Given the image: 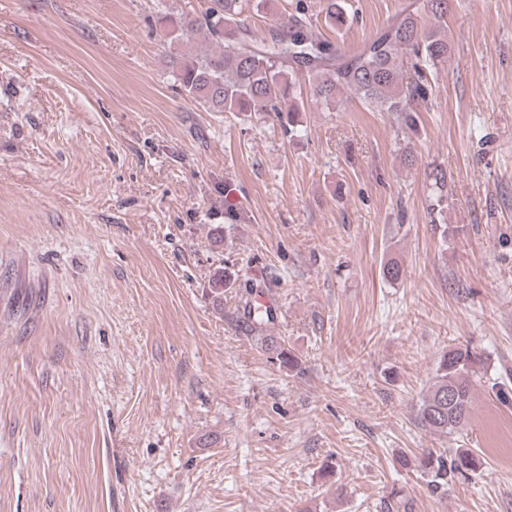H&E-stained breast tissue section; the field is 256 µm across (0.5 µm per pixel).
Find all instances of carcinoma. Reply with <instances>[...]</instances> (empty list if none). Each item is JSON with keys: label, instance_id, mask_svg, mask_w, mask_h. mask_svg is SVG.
Wrapping results in <instances>:
<instances>
[{"label": "carcinoma", "instance_id": "cac0c4a2", "mask_svg": "<svg viewBox=\"0 0 512 512\" xmlns=\"http://www.w3.org/2000/svg\"><path fill=\"white\" fill-rule=\"evenodd\" d=\"M268 0H212L199 15L163 16L170 52L166 65L177 87L208 112L252 113L276 119L292 140L299 132L302 102H289L304 75L319 102L330 108L337 95L352 92L364 104L412 119L414 104L428 95L426 70L448 61L451 46L445 34L454 0H414L394 20L353 51H344L315 36L303 4L287 19H275L268 34L258 38L245 23L247 11L261 12ZM325 20L341 28L352 20L347 0H324ZM201 34L214 50L199 53L192 38ZM412 55L413 75L404 81V60ZM236 272L220 267L209 280L212 305L224 310V291L236 287ZM274 309L258 302L256 291L240 292V310L231 317L236 330L254 341L280 368L300 374L302 362L277 337L268 334L275 323ZM482 359L467 346L443 353L432 383L418 401L415 420L439 434L464 430L472 417V376ZM438 492L458 476L477 472L481 458L469 448L448 456L427 451L416 458Z\"/></svg>", "mask_w": 512, "mask_h": 512}]
</instances>
